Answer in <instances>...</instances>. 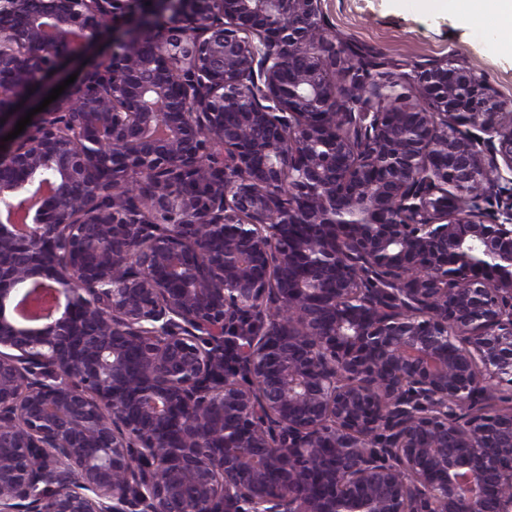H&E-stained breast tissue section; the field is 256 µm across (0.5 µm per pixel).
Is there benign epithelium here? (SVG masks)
Here are the masks:
<instances>
[{"mask_svg": "<svg viewBox=\"0 0 512 512\" xmlns=\"http://www.w3.org/2000/svg\"><path fill=\"white\" fill-rule=\"evenodd\" d=\"M35 283L59 312L28 325ZM0 512H512L486 78L407 87L322 0H0Z\"/></svg>", "mask_w": 512, "mask_h": 512, "instance_id": "obj_1", "label": "benign epithelium"}]
</instances>
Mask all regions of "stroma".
<instances>
[{
    "mask_svg": "<svg viewBox=\"0 0 512 512\" xmlns=\"http://www.w3.org/2000/svg\"><path fill=\"white\" fill-rule=\"evenodd\" d=\"M336 42L362 50L385 71L411 82L417 69L446 58L485 75L512 111V41L428 14L411 0H323Z\"/></svg>",
    "mask_w": 512,
    "mask_h": 512,
    "instance_id": "1",
    "label": "stroma"
}]
</instances>
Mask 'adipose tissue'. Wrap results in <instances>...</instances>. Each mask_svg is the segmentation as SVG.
Here are the masks:
<instances>
[{"mask_svg":"<svg viewBox=\"0 0 512 512\" xmlns=\"http://www.w3.org/2000/svg\"><path fill=\"white\" fill-rule=\"evenodd\" d=\"M427 13L446 12L483 25L489 34L512 33V0H413Z\"/></svg>","mask_w":512,"mask_h":512,"instance_id":"obj_1","label":"adipose tissue"}]
</instances>
